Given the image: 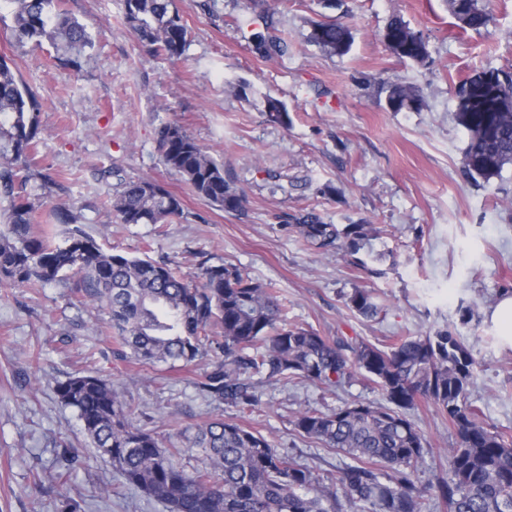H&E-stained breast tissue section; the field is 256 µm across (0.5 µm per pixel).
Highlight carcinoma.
I'll use <instances>...</instances> for the list:
<instances>
[{
	"label": "carcinoma",
	"mask_w": 512,
	"mask_h": 512,
	"mask_svg": "<svg viewBox=\"0 0 512 512\" xmlns=\"http://www.w3.org/2000/svg\"><path fill=\"white\" fill-rule=\"evenodd\" d=\"M11 7L21 42L49 40L74 68L92 47L87 28L59 8L58 0H0ZM463 30L490 32L493 0H447ZM126 23L157 54L177 56L188 30L172 0H123ZM382 39L399 59L424 63L428 40L401 17H392ZM253 51L265 60L284 58L293 44L282 35L274 13L261 11L250 35ZM309 42L330 55L347 53L351 31L333 20L316 23ZM389 108H418L421 88L381 81ZM456 118L467 132L464 167L488 182L512 164V69L488 68L454 85ZM40 104L0 58V285L41 288L76 279L84 302L108 314L118 335V355L139 364L194 362L212 352V370L200 389L216 404L241 411L260 402L253 375L340 387L356 374L373 383L385 403H352L331 412L308 410L292 420L295 431L349 461L329 482L278 452L258 431L215 417L192 438L205 467L186 471L176 462L182 449L166 447L157 433L133 424L132 410L101 376L90 372L59 382L55 391L74 408L83 431L122 483L169 507V512H340V499L360 512H426L434 497L448 512H512V443L486 423L468 402L476 361L455 329L446 326L420 336H400L383 349L343 336L329 337L288 323L271 284L253 281L232 265L211 266L196 281L167 260L103 251L71 214L50 209L45 220L27 192L28 163L38 134ZM270 121L288 123V112L265 100ZM157 150L167 170L200 197L227 210L242 206V195L224 178V168L177 123L159 128ZM112 208L125 224H164L180 214L178 195L151 178L129 180L113 195ZM288 227L324 253L340 250L371 274L360 258L379 233L362 221L338 227L313 210L288 215ZM70 228L62 243L55 226ZM364 318L379 313L367 290L346 299ZM424 403L456 432L448 449V476L416 484L425 441L408 411Z\"/></svg>",
	"instance_id": "obj_1"
}]
</instances>
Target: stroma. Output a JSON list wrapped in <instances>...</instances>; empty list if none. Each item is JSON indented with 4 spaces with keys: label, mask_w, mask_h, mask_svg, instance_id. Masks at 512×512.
I'll list each match as a JSON object with an SVG mask.
<instances>
[{
    "label": "stroma",
    "mask_w": 512,
    "mask_h": 512,
    "mask_svg": "<svg viewBox=\"0 0 512 512\" xmlns=\"http://www.w3.org/2000/svg\"><path fill=\"white\" fill-rule=\"evenodd\" d=\"M189 32L180 59L152 55L125 23L121 0H63L62 7L94 39L79 67L50 42L19 43L9 9L0 10V58L36 93L37 152L27 187L38 215L54 205L104 249L166 259L186 273L232 264L254 281L273 283L290 322L324 336L389 346L454 326L477 368L468 401L512 438V347L488 318L512 293V165L490 181L465 172L467 132L456 120L450 86L488 68L512 67V0L495 6V34L456 26L445 0H173ZM272 10L294 48L288 57L259 59L250 42L257 11ZM401 16L428 39L430 62L395 57L381 34ZM348 26L345 55L309 42L314 22ZM422 87L418 110L392 111L377 82ZM281 101L288 124L265 114ZM175 122L220 165L244 195L227 211L199 197L163 166L157 132ZM150 177L182 199L167 224H126L110 205L124 179ZM312 209L329 224H375V274L339 254L325 255L286 226L288 214ZM371 290L380 313L366 319L347 309L354 289ZM475 312L462 322L465 308ZM107 316L82 304L66 280L42 288H0V512H56L59 496L80 512H169L123 485L98 457L76 411L61 403L56 382L97 370L134 412V422L183 448L186 470L203 466L189 448L195 429L215 416L241 417L274 448L322 476L344 454L298 436L302 411L380 403L372 385L341 388L259 379L261 402L246 413L204 398L197 384L211 358L183 369L119 359ZM426 439L419 484L447 475L446 449L456 434L431 408L409 412ZM81 463L58 484L63 452ZM111 495H102L103 487Z\"/></svg>",
    "instance_id": "35a3bbf8"
}]
</instances>
